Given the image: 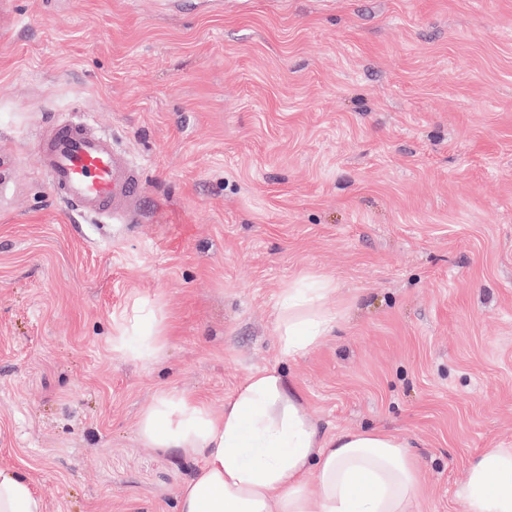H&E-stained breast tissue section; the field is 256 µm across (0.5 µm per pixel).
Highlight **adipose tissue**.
I'll list each match as a JSON object with an SVG mask.
<instances>
[{
    "label": "adipose tissue",
    "mask_w": 512,
    "mask_h": 512,
    "mask_svg": "<svg viewBox=\"0 0 512 512\" xmlns=\"http://www.w3.org/2000/svg\"><path fill=\"white\" fill-rule=\"evenodd\" d=\"M335 287L329 278H303L283 289L282 355L304 354L333 331L339 315L322 300ZM164 333L153 313L135 316L113 336L112 352L156 356ZM138 430L145 441L200 461L177 492V512H413L419 496L405 441L378 428L321 434L275 366L252 372L220 413L189 395L162 393L143 410ZM459 496L464 512H512V448L485 449ZM0 512H45L31 479L12 466L0 465Z\"/></svg>",
    "instance_id": "adipose-tissue-1"
}]
</instances>
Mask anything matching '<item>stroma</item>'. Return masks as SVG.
<instances>
[{"label": "stroma", "instance_id": "stroma-1", "mask_svg": "<svg viewBox=\"0 0 512 512\" xmlns=\"http://www.w3.org/2000/svg\"><path fill=\"white\" fill-rule=\"evenodd\" d=\"M78 111L138 223L50 192L34 136ZM0 162V464L46 512H176L197 464L142 410L272 365L324 435L408 441L414 512L512 448V0H8ZM321 276L339 325L285 358L281 292ZM144 301L160 354L114 356Z\"/></svg>", "mask_w": 512, "mask_h": 512}]
</instances>
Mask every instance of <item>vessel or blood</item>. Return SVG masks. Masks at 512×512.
<instances>
[{"label": "vessel or blood", "instance_id": "vessel-or-blood-1", "mask_svg": "<svg viewBox=\"0 0 512 512\" xmlns=\"http://www.w3.org/2000/svg\"><path fill=\"white\" fill-rule=\"evenodd\" d=\"M41 169L61 202L81 216L134 221L144 186L139 169L92 131L79 115L53 123L40 136Z\"/></svg>", "mask_w": 512, "mask_h": 512}]
</instances>
